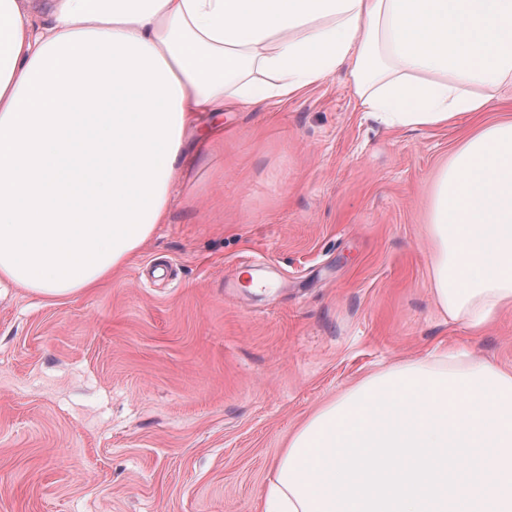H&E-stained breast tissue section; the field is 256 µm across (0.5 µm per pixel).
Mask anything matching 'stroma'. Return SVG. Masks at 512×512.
<instances>
[{
	"instance_id": "35a3bbf8",
	"label": "stroma",
	"mask_w": 512,
	"mask_h": 512,
	"mask_svg": "<svg viewBox=\"0 0 512 512\" xmlns=\"http://www.w3.org/2000/svg\"><path fill=\"white\" fill-rule=\"evenodd\" d=\"M512 86L445 127L363 112L346 68L229 107L167 223L90 293L0 296V512H264L291 435L445 351L512 369L430 291L434 179Z\"/></svg>"
}]
</instances>
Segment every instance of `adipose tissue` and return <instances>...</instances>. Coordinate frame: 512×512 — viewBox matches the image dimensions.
I'll return each instance as SVG.
<instances>
[{
  "instance_id": "ef3b65f1",
  "label": "adipose tissue",
  "mask_w": 512,
  "mask_h": 512,
  "mask_svg": "<svg viewBox=\"0 0 512 512\" xmlns=\"http://www.w3.org/2000/svg\"><path fill=\"white\" fill-rule=\"evenodd\" d=\"M342 66L385 125H448L512 83V0H0V288L98 287L165 223L199 113ZM429 231L451 321L512 309V119L438 172ZM265 512H512V371L365 378L289 438Z\"/></svg>"
}]
</instances>
